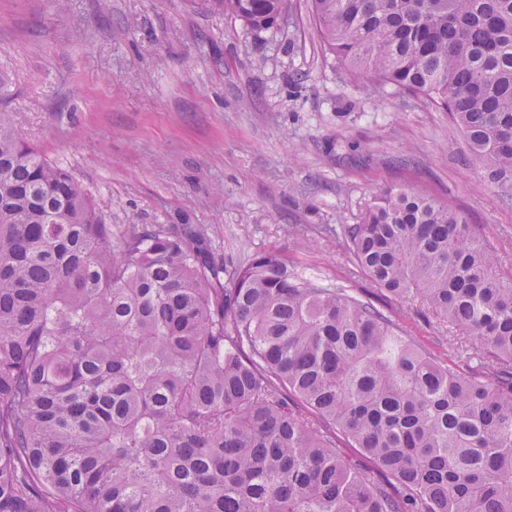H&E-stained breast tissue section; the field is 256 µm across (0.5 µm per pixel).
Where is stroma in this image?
Masks as SVG:
<instances>
[{
    "instance_id": "obj_1",
    "label": "stroma",
    "mask_w": 512,
    "mask_h": 512,
    "mask_svg": "<svg viewBox=\"0 0 512 512\" xmlns=\"http://www.w3.org/2000/svg\"><path fill=\"white\" fill-rule=\"evenodd\" d=\"M0 109L109 224L202 225L229 266L275 250L361 287L332 228L404 185L464 212L512 269V205L447 113L341 68L310 0L261 33L205 0H0ZM400 323L439 357L469 347L433 316Z\"/></svg>"
}]
</instances>
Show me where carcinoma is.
Returning <instances> with one entry per match:
<instances>
[{
  "label": "carcinoma",
  "mask_w": 512,
  "mask_h": 512,
  "mask_svg": "<svg viewBox=\"0 0 512 512\" xmlns=\"http://www.w3.org/2000/svg\"><path fill=\"white\" fill-rule=\"evenodd\" d=\"M249 30L289 0H207ZM337 63L448 112L512 201V0H311ZM368 287L108 224L0 110V512H512V272L405 186L336 226ZM416 304L466 337L445 362ZM404 311L407 317H401L399 321L403 329L440 358L470 349L468 342L455 328L448 325L446 327V324L443 325L430 315L424 318L416 316L409 306ZM437 340L441 341L440 345Z\"/></svg>",
  "instance_id": "1"
}]
</instances>
